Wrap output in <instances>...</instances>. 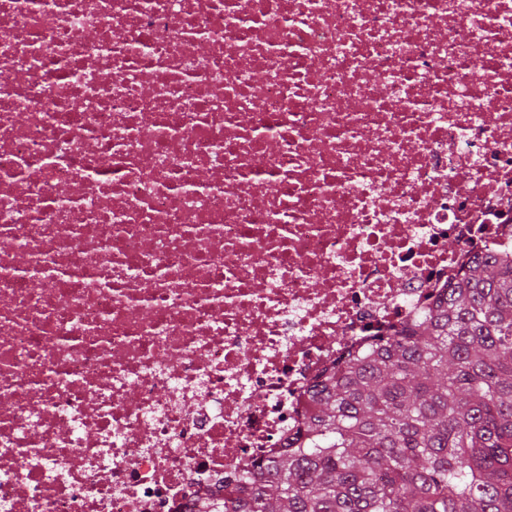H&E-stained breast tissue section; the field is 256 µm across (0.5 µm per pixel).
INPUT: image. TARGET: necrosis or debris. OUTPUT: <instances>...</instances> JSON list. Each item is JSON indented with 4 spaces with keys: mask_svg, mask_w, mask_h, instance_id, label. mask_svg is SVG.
I'll list each match as a JSON object with an SVG mask.
<instances>
[{
    "mask_svg": "<svg viewBox=\"0 0 512 512\" xmlns=\"http://www.w3.org/2000/svg\"><path fill=\"white\" fill-rule=\"evenodd\" d=\"M486 246L512 0H0V512H207Z\"/></svg>",
    "mask_w": 512,
    "mask_h": 512,
    "instance_id": "4bbe7bcc",
    "label": "necrosis or debris"
}]
</instances>
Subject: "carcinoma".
<instances>
[{
  "label": "carcinoma",
  "mask_w": 512,
  "mask_h": 512,
  "mask_svg": "<svg viewBox=\"0 0 512 512\" xmlns=\"http://www.w3.org/2000/svg\"><path fill=\"white\" fill-rule=\"evenodd\" d=\"M214 512H512V256L314 385L295 445Z\"/></svg>",
  "instance_id": "1"
}]
</instances>
